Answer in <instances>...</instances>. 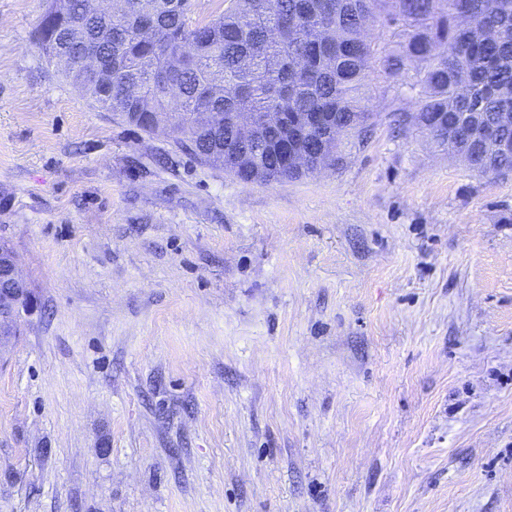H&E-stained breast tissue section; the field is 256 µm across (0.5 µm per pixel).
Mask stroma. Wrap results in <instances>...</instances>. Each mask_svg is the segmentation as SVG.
I'll return each instance as SVG.
<instances>
[{"label":"stroma","mask_w":512,"mask_h":512,"mask_svg":"<svg viewBox=\"0 0 512 512\" xmlns=\"http://www.w3.org/2000/svg\"><path fill=\"white\" fill-rule=\"evenodd\" d=\"M0 0V512H512V174L373 124L242 182L92 106ZM0 250L7 252L11 248L5 242H1ZM5 278L9 281L12 288H8L6 300L10 303V311L8 314H0V356L3 351L4 341L11 336H15L14 329L10 320L18 321L20 317H24L31 312L33 306V296L30 293L27 281L18 271L14 253L9 251L1 259L0 251V279Z\"/></svg>","instance_id":"35a3bbf8"}]
</instances>
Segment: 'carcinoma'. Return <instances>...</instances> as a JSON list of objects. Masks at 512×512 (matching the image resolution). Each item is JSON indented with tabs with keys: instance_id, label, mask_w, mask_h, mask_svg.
Wrapping results in <instances>:
<instances>
[{
	"instance_id": "1",
	"label": "carcinoma",
	"mask_w": 512,
	"mask_h": 512,
	"mask_svg": "<svg viewBox=\"0 0 512 512\" xmlns=\"http://www.w3.org/2000/svg\"><path fill=\"white\" fill-rule=\"evenodd\" d=\"M207 20L192 0H45L37 40L86 99L148 136L163 128L207 165L243 182L297 179L333 165L337 143L367 133L362 89L401 81L415 112L389 113L482 175L512 174V0H225ZM386 13L390 38L363 27ZM93 44L102 73L78 62ZM235 112H274L244 152ZM309 158L304 168L293 157Z\"/></svg>"
}]
</instances>
